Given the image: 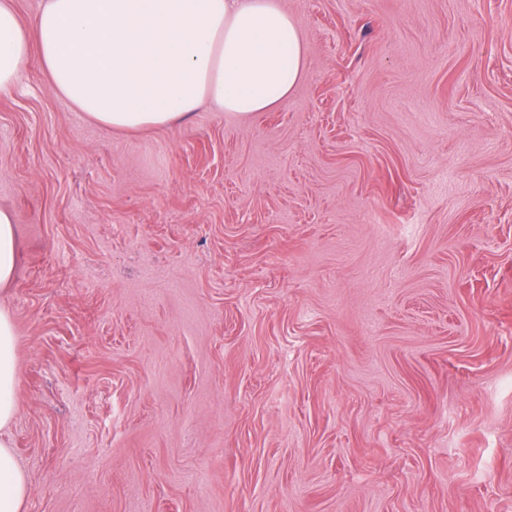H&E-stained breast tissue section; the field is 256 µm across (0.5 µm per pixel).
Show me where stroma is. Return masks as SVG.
Here are the masks:
<instances>
[{
  "label": "stroma",
  "mask_w": 512,
  "mask_h": 512,
  "mask_svg": "<svg viewBox=\"0 0 512 512\" xmlns=\"http://www.w3.org/2000/svg\"><path fill=\"white\" fill-rule=\"evenodd\" d=\"M287 102L0 93L25 512H512V0H283Z\"/></svg>",
  "instance_id": "1"
}]
</instances>
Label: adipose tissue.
I'll list each match as a JSON object with an SVG mask.
<instances>
[{"mask_svg": "<svg viewBox=\"0 0 512 512\" xmlns=\"http://www.w3.org/2000/svg\"><path fill=\"white\" fill-rule=\"evenodd\" d=\"M35 59L76 111L138 131L204 106L241 116L277 107L306 49L281 0H46L28 25L0 0V91ZM16 414V333L1 309L0 512H24L30 493L8 437Z\"/></svg>", "mask_w": 512, "mask_h": 512, "instance_id": "adipose-tissue-1", "label": "adipose tissue"}]
</instances>
